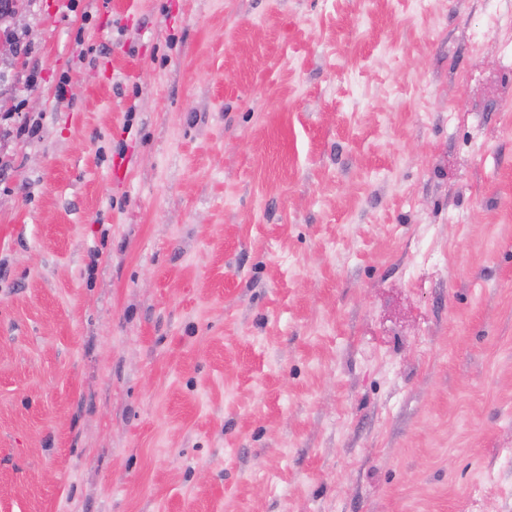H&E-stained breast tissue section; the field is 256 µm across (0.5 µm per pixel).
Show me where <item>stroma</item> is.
I'll return each instance as SVG.
<instances>
[{
    "label": "stroma",
    "instance_id": "obj_1",
    "mask_svg": "<svg viewBox=\"0 0 512 512\" xmlns=\"http://www.w3.org/2000/svg\"><path fill=\"white\" fill-rule=\"evenodd\" d=\"M0 23V512H512V0Z\"/></svg>",
    "mask_w": 512,
    "mask_h": 512
}]
</instances>
